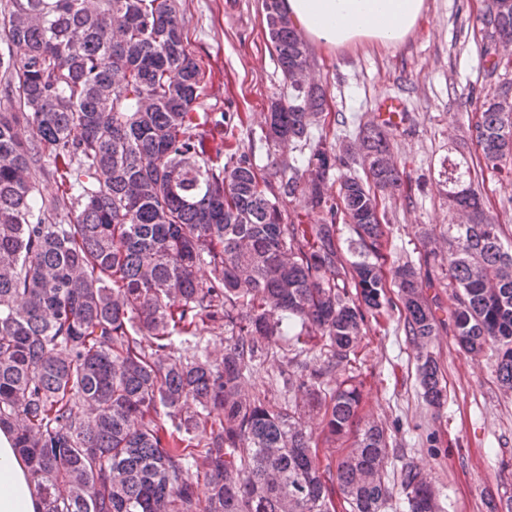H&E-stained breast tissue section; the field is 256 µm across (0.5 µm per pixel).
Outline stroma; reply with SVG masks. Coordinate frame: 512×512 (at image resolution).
Listing matches in <instances>:
<instances>
[{"label":"stroma","instance_id":"stroma-1","mask_svg":"<svg viewBox=\"0 0 512 512\" xmlns=\"http://www.w3.org/2000/svg\"><path fill=\"white\" fill-rule=\"evenodd\" d=\"M188 48L205 73L199 109L230 114L226 140L270 165L261 137L272 98L288 86L265 31L261 0H177ZM484 0H426L415 31L398 46L356 44L339 50L309 45L312 77L325 92L326 109L341 114L336 135L353 141L384 97L403 100L408 121L393 131V152L412 185L410 197L383 200L393 226L391 250L418 257L421 230L448 221L439 170L449 149L472 161V180L490 212L512 236V180L482 170L481 151L467 132L476 105L512 81V68L488 73L479 17ZM436 293L442 325L434 343L448 400L433 410L422 398L415 351L397 320L370 326L359 348L367 379L364 411L392 436L393 466L411 461L431 474L442 512H488L512 497V390L497 379L491 354L460 351L449 319L446 286ZM438 446H431L430 438Z\"/></svg>","mask_w":512,"mask_h":512}]
</instances>
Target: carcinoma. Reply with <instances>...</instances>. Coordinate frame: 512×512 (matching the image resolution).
Segmentation results:
<instances>
[{"label":"carcinoma","instance_id":"cac0c4a2","mask_svg":"<svg viewBox=\"0 0 512 512\" xmlns=\"http://www.w3.org/2000/svg\"><path fill=\"white\" fill-rule=\"evenodd\" d=\"M494 4V32L512 38V0H490L479 20ZM262 6L288 82L307 46L281 0ZM0 13L14 101L0 112V431L42 512H438L428 473L388 470L391 435L361 415L365 382L349 365L368 324L391 318V282L423 399L444 406L440 306L426 290L446 280L457 345L491 351L512 389V242L467 158L442 163L450 222L424 232L418 263L389 267L381 196L405 186L399 165L380 164L392 125L367 123L364 176L336 177L350 149L311 142L324 92L292 85L263 137L299 154L260 169L216 141L207 124L225 115L195 112L205 74L174 0H6ZM476 118L485 168L512 174L495 98ZM460 210L475 222L455 223ZM204 332L224 336L221 356ZM283 338L279 377L301 409L245 390ZM340 441V457H320Z\"/></svg>","mask_w":512,"mask_h":512}]
</instances>
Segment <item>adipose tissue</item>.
I'll return each instance as SVG.
<instances>
[{"mask_svg":"<svg viewBox=\"0 0 512 512\" xmlns=\"http://www.w3.org/2000/svg\"><path fill=\"white\" fill-rule=\"evenodd\" d=\"M283 8L315 44L340 49L362 42H404L415 30L425 0H283ZM41 509L11 435L0 431V512Z\"/></svg>","mask_w":512,"mask_h":512,"instance_id":"obj_1","label":"adipose tissue"}]
</instances>
